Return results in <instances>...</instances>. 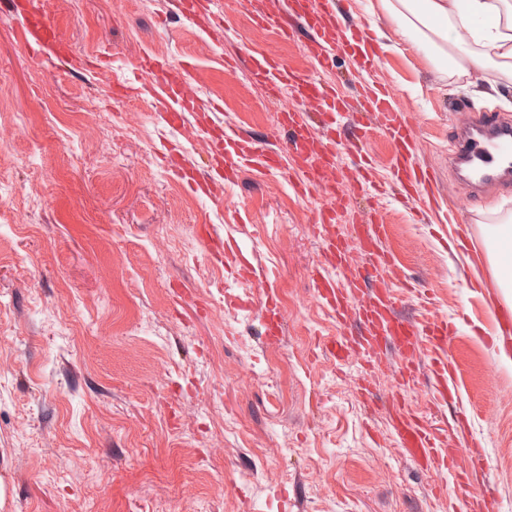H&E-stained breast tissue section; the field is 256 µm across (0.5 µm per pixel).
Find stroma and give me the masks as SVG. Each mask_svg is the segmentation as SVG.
Here are the masks:
<instances>
[{
  "mask_svg": "<svg viewBox=\"0 0 512 512\" xmlns=\"http://www.w3.org/2000/svg\"><path fill=\"white\" fill-rule=\"evenodd\" d=\"M75 55L33 62L21 21L0 0V512H448L444 470L419 469L388 429L401 359L371 373L322 346L340 327L314 279L321 241L305 222L315 198L261 172L224 208L171 181L154 156L178 138L148 99L118 103L143 52L184 66L215 121L278 146L282 100L224 69L262 49L304 63L301 42L253 25L245 0H215L222 48L179 18L176 0H42ZM368 0H342L345 25L386 35L377 76L411 111L435 173L423 207L457 226L419 224L389 203L400 275H387L412 320L456 321L471 307L494 228L512 214V181L476 189L452 163L462 125L512 123V89L476 98L467 76L405 45ZM108 53L114 67L95 68ZM231 242L211 255L206 236ZM434 296L416 307L401 279ZM271 292L284 333L269 343L249 303ZM449 365L495 502L512 512V365L458 324ZM368 383L375 405L356 388Z\"/></svg>",
  "mask_w": 512,
  "mask_h": 512,
  "instance_id": "obj_1",
  "label": "stroma"
}]
</instances>
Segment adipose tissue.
I'll return each mask as SVG.
<instances>
[{
  "label": "adipose tissue",
  "mask_w": 512,
  "mask_h": 512,
  "mask_svg": "<svg viewBox=\"0 0 512 512\" xmlns=\"http://www.w3.org/2000/svg\"><path fill=\"white\" fill-rule=\"evenodd\" d=\"M403 41L434 66L456 58L461 74L496 67L512 87V0H377Z\"/></svg>",
  "instance_id": "1"
}]
</instances>
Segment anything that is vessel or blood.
<instances>
[{
	"label": "vessel or blood",
	"instance_id": "vessel-or-blood-1",
	"mask_svg": "<svg viewBox=\"0 0 512 512\" xmlns=\"http://www.w3.org/2000/svg\"><path fill=\"white\" fill-rule=\"evenodd\" d=\"M247 4L255 26L275 31L281 40L294 41L303 29L310 33L304 43L305 64L287 62L259 50L248 54L251 81L269 95L288 102L278 118L280 126L289 132L287 149H271L220 125L204 124L190 129L189 134L206 142L210 157L207 168L169 156L163 160L164 169L195 195L216 204L223 201L214 192L217 183L235 184L246 169L281 176L299 196L320 195V203L307 216L310 228L321 236V261L315 280L336 320L343 322L354 316L360 327L359 335L345 331L331 339L328 350L339 363L362 356L366 369L377 372L388 369L386 350L395 349L405 356V363L395 373L401 394L387 408L391 429L405 457L422 469L447 471L451 497L462 498L473 473L488 464L483 448L476 442L462 449L440 446L444 432L440 421L416 413L402 397L403 391L413 387L421 376L412 356L424 347L434 355L430 388L434 405L455 399L457 388L444 361L454 329L438 316L424 323L398 316V297L388 283L375 277L379 268L397 267L400 255L380 211H373L369 219L354 225L351 233L335 228L336 217L344 213L351 191L371 195L376 201L384 193L370 175L367 146L374 137H383L391 144L389 173L402 199L432 191L433 173L420 161L412 116L389 103L376 78L382 61L369 42V27L364 23L345 27L338 0H247ZM26 5L24 45L29 57L39 61L63 51L40 0H26ZM342 53L368 75L355 101L338 95L321 77L322 72L334 69ZM133 67L135 82L117 84L116 99L129 100L136 92L158 98L164 103L166 124L183 128L184 114L192 109L194 100L181 74L168 68L162 57L148 53L136 57ZM484 127L482 138L460 136L455 155L476 163L490 181L495 171L512 170V125L493 118L485 121ZM343 147L359 164L357 176L347 184L336 178L337 151ZM355 252L363 255L365 264L352 277L369 288L366 296L337 287L330 276L331 271L348 268ZM492 308L496 325L488 345L511 351L512 308L497 302ZM255 310L263 318L267 339L276 340L282 333V318L275 302H259Z\"/></svg>",
	"mask_w": 512,
	"mask_h": 512
}]
</instances>
